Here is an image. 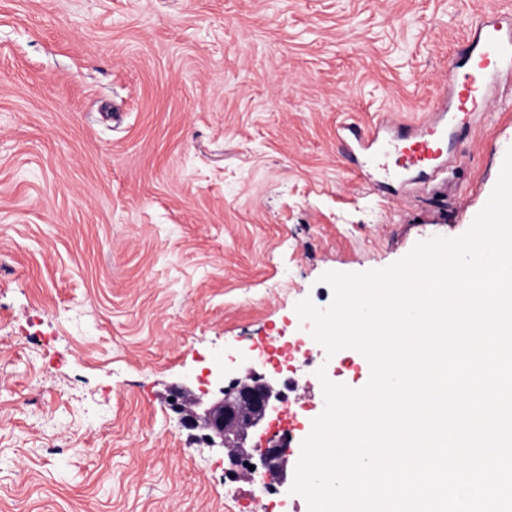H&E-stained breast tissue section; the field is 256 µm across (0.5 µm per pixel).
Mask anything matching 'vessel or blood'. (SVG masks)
<instances>
[{"mask_svg":"<svg viewBox=\"0 0 512 512\" xmlns=\"http://www.w3.org/2000/svg\"><path fill=\"white\" fill-rule=\"evenodd\" d=\"M510 69L512 14L503 12L498 20L478 23L473 46L461 50L458 62L450 71L453 94L442 112L412 125L389 117L367 131L354 124L343 125L337 131V139L346 160L357 163L359 155L368 153L384 141L387 133L394 131L399 139L394 149V168H423L428 177L437 176L447 168L449 123L457 113L490 108L488 88Z\"/></svg>","mask_w":512,"mask_h":512,"instance_id":"b4317fda","label":"vessel or blood"}]
</instances>
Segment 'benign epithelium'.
<instances>
[{
  "label": "benign epithelium",
  "instance_id": "7a95c632",
  "mask_svg": "<svg viewBox=\"0 0 512 512\" xmlns=\"http://www.w3.org/2000/svg\"><path fill=\"white\" fill-rule=\"evenodd\" d=\"M218 392L220 397L206 404L187 387H177L172 394L173 409L181 414L186 427L202 432L201 439L208 446L227 449L232 464L256 456L267 477L284 482L290 441L270 437L263 443L248 444L250 435L277 410L282 392L256 373L239 377Z\"/></svg>",
  "mask_w": 512,
  "mask_h": 512
}]
</instances>
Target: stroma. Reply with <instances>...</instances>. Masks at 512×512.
Here are the masks:
<instances>
[{
  "label": "stroma",
  "instance_id": "obj_1",
  "mask_svg": "<svg viewBox=\"0 0 512 512\" xmlns=\"http://www.w3.org/2000/svg\"><path fill=\"white\" fill-rule=\"evenodd\" d=\"M486 0H0V512H250L226 449L168 404L265 372L304 335L328 271L456 237L488 201L512 109L458 129L448 182L379 189L348 169L346 118L419 121ZM292 455L325 369L308 347ZM302 347L297 348L295 345L288 344L287 341L279 346L268 347L266 350L259 351L258 356L263 363H276L281 365L282 362L290 361L301 353Z\"/></svg>",
  "mask_w": 512,
  "mask_h": 512
}]
</instances>
